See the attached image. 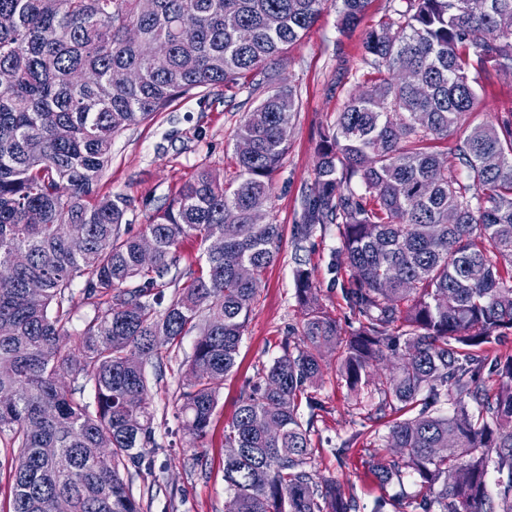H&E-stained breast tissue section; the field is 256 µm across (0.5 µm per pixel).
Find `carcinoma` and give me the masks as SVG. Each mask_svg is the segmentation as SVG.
Listing matches in <instances>:
<instances>
[{
  "mask_svg": "<svg viewBox=\"0 0 512 512\" xmlns=\"http://www.w3.org/2000/svg\"><path fill=\"white\" fill-rule=\"evenodd\" d=\"M337 2L350 31L369 0H0V70L13 76L0 85V443L19 450L8 512H56L61 497L73 512H143L130 468L156 446L144 364L197 329L177 408L193 439L206 435L283 237L255 209L299 111L279 60ZM362 45L379 78L321 134L295 226L299 240L339 229L357 326L345 330L296 269L303 319L224 426L225 490L233 512H359L338 479L314 473L299 412L315 407L331 351L386 420L393 456L372 474L420 487L372 512H512V354L483 350L512 330V121L471 127L451 165L435 145L479 110L472 71L512 73V0H390ZM403 70L421 83H402ZM247 79L265 97L236 133L233 182L201 170L140 233L124 229L128 199L95 192L114 135ZM187 240L205 245L204 262L182 273ZM172 273L183 287L167 302ZM77 280L95 310L73 337Z\"/></svg>",
  "mask_w": 512,
  "mask_h": 512,
  "instance_id": "1",
  "label": "carcinoma"
}]
</instances>
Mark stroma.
Masks as SVG:
<instances>
[{
  "label": "stroma",
  "instance_id": "stroma-1",
  "mask_svg": "<svg viewBox=\"0 0 512 512\" xmlns=\"http://www.w3.org/2000/svg\"><path fill=\"white\" fill-rule=\"evenodd\" d=\"M388 6L389 0H370L360 28L349 33L340 32L337 10L328 8L280 60L301 95L300 109L288 131V152L273 175L266 203L275 223L283 227L280 253L263 275L237 365L219 389L218 405L203 439L193 440L187 433L175 402L186 381L183 366L194 353L195 335L183 337L169 355L146 364L157 445L148 451L151 469L134 471L132 491L147 504V512H225L224 427L239 405L246 381L256 378L280 355L289 327L298 326L302 319L296 268L310 271L320 305L342 326L355 321L342 293L349 269L340 253L336 226L317 225L303 243L296 242L294 227L302 221L305 198L315 180L319 135L363 86L362 79L352 76L360 65L363 31L382 21ZM474 88L481 110L463 117L449 131V144H456L475 124L512 112V75L487 67ZM261 97L258 91L211 87L175 101L146 123L117 133L112 160L98 180V194L130 199L126 222L131 232H140L198 170L208 169L223 179L233 176L234 135ZM325 361L323 377L312 391L318 407L301 411L313 419L315 473L337 478L365 512L378 499L414 495L417 486L411 477L382 485L370 474L371 455L385 456L389 450L374 437L376 424L368 415V404L357 401L337 375L335 353H327ZM344 443L349 449L340 462L336 450Z\"/></svg>",
  "mask_w": 512,
  "mask_h": 512
}]
</instances>
